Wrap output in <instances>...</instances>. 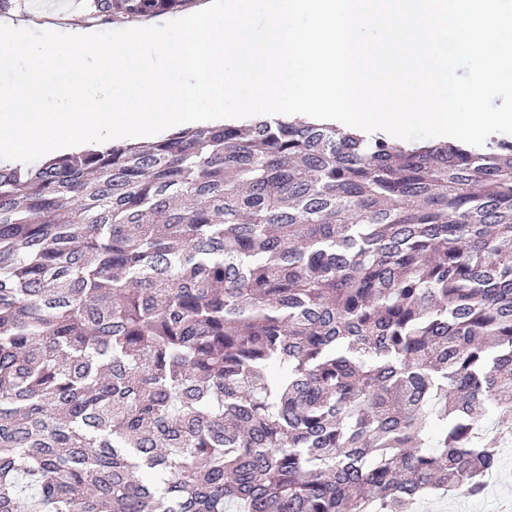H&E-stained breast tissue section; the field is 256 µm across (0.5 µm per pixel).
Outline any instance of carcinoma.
Wrapping results in <instances>:
<instances>
[{"label":"carcinoma","mask_w":512,"mask_h":512,"mask_svg":"<svg viewBox=\"0 0 512 512\" xmlns=\"http://www.w3.org/2000/svg\"><path fill=\"white\" fill-rule=\"evenodd\" d=\"M493 408L506 134L260 118L0 167V512H417L483 495Z\"/></svg>","instance_id":"obj_1"}]
</instances>
